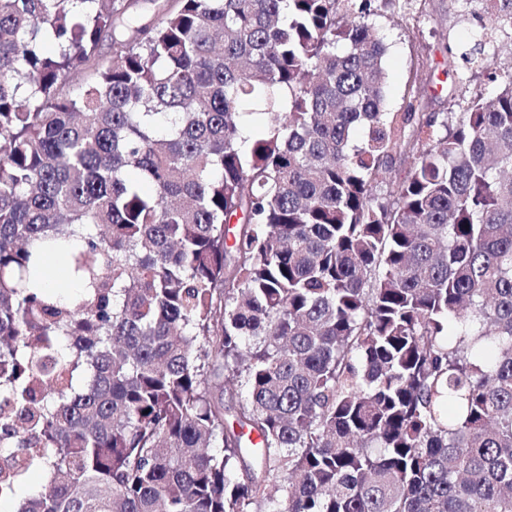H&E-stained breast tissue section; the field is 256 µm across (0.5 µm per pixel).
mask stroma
Instances as JSON below:
<instances>
[{
  "instance_id": "1",
  "label": "stroma",
  "mask_w": 512,
  "mask_h": 512,
  "mask_svg": "<svg viewBox=\"0 0 512 512\" xmlns=\"http://www.w3.org/2000/svg\"><path fill=\"white\" fill-rule=\"evenodd\" d=\"M387 46L389 111L452 112L454 105L494 97L499 74L512 70V28L493 26L474 0H412L405 13L380 0L369 18ZM419 88L410 102V88Z\"/></svg>"
}]
</instances>
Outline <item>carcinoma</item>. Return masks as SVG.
<instances>
[{"instance_id":"obj_1","label":"carcinoma","mask_w":512,"mask_h":512,"mask_svg":"<svg viewBox=\"0 0 512 512\" xmlns=\"http://www.w3.org/2000/svg\"><path fill=\"white\" fill-rule=\"evenodd\" d=\"M372 2L0 0L1 503L512 512V71L387 112Z\"/></svg>"}]
</instances>
